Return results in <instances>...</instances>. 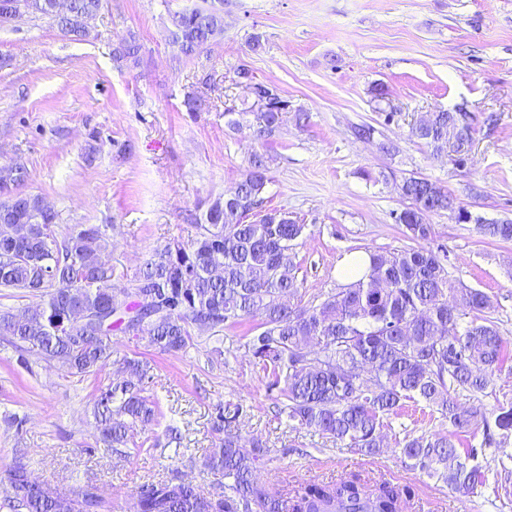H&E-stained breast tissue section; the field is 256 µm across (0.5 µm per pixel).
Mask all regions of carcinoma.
Listing matches in <instances>:
<instances>
[{
    "label": "carcinoma",
    "instance_id": "carcinoma-1",
    "mask_svg": "<svg viewBox=\"0 0 512 512\" xmlns=\"http://www.w3.org/2000/svg\"><path fill=\"white\" fill-rule=\"evenodd\" d=\"M22 7L3 15L0 25L26 14L52 18L78 40L90 36L86 18L103 0H69L60 15L51 0H15ZM181 53L195 57L224 32V19L205 9L178 13ZM116 60L144 64L134 34L121 43ZM274 93L229 119L236 127L253 117L258 132L270 134L289 112ZM411 137L435 155L471 151L473 133L446 111L427 112L412 125ZM268 157L254 152L244 178L216 198L204 222L184 242L174 239L154 250L130 280L112 285V268L101 252L109 245L96 224L65 229L42 198L16 191L28 172L20 164L0 167V288L40 297L19 320L0 309V336L20 353V362L38 356L55 361L71 376L101 371L116 354L112 336H147L161 353L191 345L193 332L224 330L250 318L258 322L244 348L267 373L266 389L275 418L286 416L293 429L318 431L362 455L383 447L381 433L408 405L423 406L448 420V429L428 436H404L400 453L406 466L435 477L459 492L485 484L479 458L500 450L512 438V402L496 400L491 412L463 408L459 397L496 394L494 377L512 359L500 336L495 307L483 291L448 278L439 255L420 245L429 240L431 213L450 212L465 223L468 210L436 183L408 177L400 185L409 204L395 216L414 246L368 252L369 271L343 285L319 304H291L298 291L289 250L306 235L307 225L278 210L262 212L269 184ZM259 216L256 221L249 220ZM482 236L512 241V220L476 225ZM92 311L103 322L68 325L73 309ZM119 384L100 389L94 411L95 442L113 452L137 447L138 428L155 420L151 394L154 367L135 354L117 359ZM249 406L219 403L212 415L213 448L204 459L224 478L221 491L204 493L191 482L161 480L139 486L130 512H400L407 487L370 482L351 473L335 482L310 481L273 494L256 472L268 460L267 443L246 441L239 423ZM482 429L480 446L460 450L461 436ZM18 494L0 503L4 512H110L93 485L66 495L31 478L20 460L8 470Z\"/></svg>",
    "mask_w": 512,
    "mask_h": 512
}]
</instances>
